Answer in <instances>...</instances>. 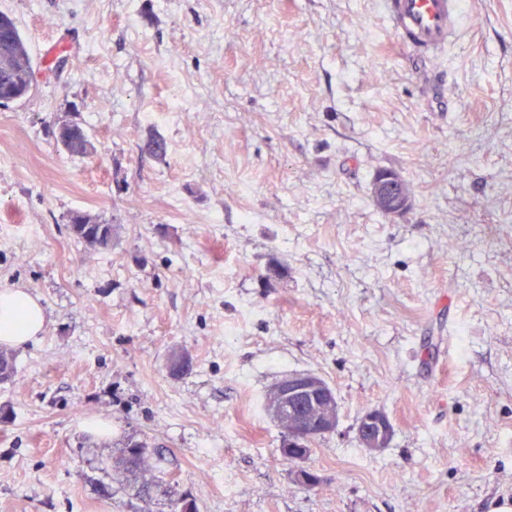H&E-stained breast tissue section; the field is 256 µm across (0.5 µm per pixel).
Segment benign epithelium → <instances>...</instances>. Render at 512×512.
Instances as JSON below:
<instances>
[{"label":"benign epithelium","instance_id":"benign-epithelium-1","mask_svg":"<svg viewBox=\"0 0 512 512\" xmlns=\"http://www.w3.org/2000/svg\"><path fill=\"white\" fill-rule=\"evenodd\" d=\"M370 196L377 209L393 215L411 202L400 176L390 172L373 177ZM264 410L282 428L286 445L299 449L302 459L312 438L334 431L339 416L334 390L311 372L291 373L273 385L265 395ZM392 434V424L380 410L368 411L358 421V443L370 452L386 448Z\"/></svg>","mask_w":512,"mask_h":512}]
</instances>
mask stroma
Returning <instances> with one entry per match:
<instances>
[{
    "instance_id": "1",
    "label": "stroma",
    "mask_w": 512,
    "mask_h": 512,
    "mask_svg": "<svg viewBox=\"0 0 512 512\" xmlns=\"http://www.w3.org/2000/svg\"><path fill=\"white\" fill-rule=\"evenodd\" d=\"M0 12L36 64L31 94L0 105V289L49 318L0 386V512H173L100 470L144 439L197 512L512 502V0H466L442 88L378 0ZM62 120L95 153L65 151ZM382 170L410 185L400 214L371 201ZM77 211L115 225L111 248L73 238ZM175 348L194 361L176 380ZM293 372L340 412L289 461L263 399ZM372 409L394 429L378 452L357 442Z\"/></svg>"
}]
</instances>
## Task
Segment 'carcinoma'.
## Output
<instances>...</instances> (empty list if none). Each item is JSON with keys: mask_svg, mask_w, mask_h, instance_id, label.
Masks as SVG:
<instances>
[{"mask_svg": "<svg viewBox=\"0 0 512 512\" xmlns=\"http://www.w3.org/2000/svg\"><path fill=\"white\" fill-rule=\"evenodd\" d=\"M34 63L27 41L15 20L10 28L0 30V97L20 96L26 93L33 81ZM86 129L79 122L66 123L57 141L71 155H86L94 146L85 136ZM69 229L78 242L89 247H112L114 226L86 212H75L69 220ZM169 372L179 378L193 370L191 361H182L172 352L168 358ZM17 374L15 353L0 346V385L12 384ZM161 456L145 441H130L121 453L112 458L110 470L105 475L123 476L131 483V490L146 501L161 497L167 499L180 512H196L193 503L178 495L177 487L169 482L149 477L160 470Z\"/></svg>", "mask_w": 512, "mask_h": 512, "instance_id": "1", "label": "carcinoma"}]
</instances>
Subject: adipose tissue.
Segmentation results:
<instances>
[{"instance_id": "adipose-tissue-1", "label": "adipose tissue", "mask_w": 512, "mask_h": 512, "mask_svg": "<svg viewBox=\"0 0 512 512\" xmlns=\"http://www.w3.org/2000/svg\"><path fill=\"white\" fill-rule=\"evenodd\" d=\"M45 309L39 298L20 288L0 290V343L18 348L44 332Z\"/></svg>"}]
</instances>
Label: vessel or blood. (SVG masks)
<instances>
[{"label":"vessel or blood","mask_w":512,"mask_h":512,"mask_svg":"<svg viewBox=\"0 0 512 512\" xmlns=\"http://www.w3.org/2000/svg\"><path fill=\"white\" fill-rule=\"evenodd\" d=\"M380 6L394 42L427 62L457 36L465 0H380Z\"/></svg>","instance_id":"1"}]
</instances>
